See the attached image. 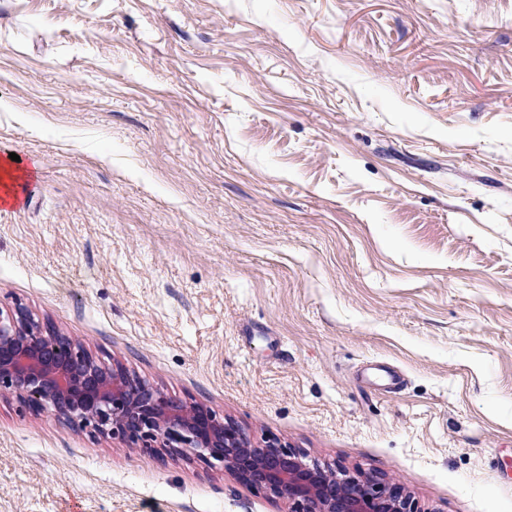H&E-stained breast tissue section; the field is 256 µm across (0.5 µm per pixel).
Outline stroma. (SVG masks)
I'll return each mask as SVG.
<instances>
[{"mask_svg":"<svg viewBox=\"0 0 512 512\" xmlns=\"http://www.w3.org/2000/svg\"><path fill=\"white\" fill-rule=\"evenodd\" d=\"M0 305L420 512H512V0H0ZM0 395V512H289Z\"/></svg>","mask_w":512,"mask_h":512,"instance_id":"stroma-1","label":"stroma"}]
</instances>
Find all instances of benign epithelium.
<instances>
[{
    "label": "benign epithelium",
    "instance_id": "obj_1",
    "mask_svg": "<svg viewBox=\"0 0 512 512\" xmlns=\"http://www.w3.org/2000/svg\"><path fill=\"white\" fill-rule=\"evenodd\" d=\"M2 393L92 436H118L151 451L188 450L249 486L288 498L291 512H419L409 495L371 477L338 479L290 448L252 446L210 408L166 396L119 362L96 360L19 305L0 306Z\"/></svg>",
    "mask_w": 512,
    "mask_h": 512
}]
</instances>
